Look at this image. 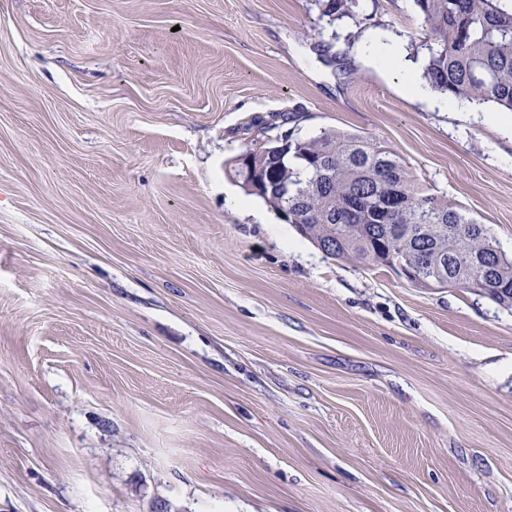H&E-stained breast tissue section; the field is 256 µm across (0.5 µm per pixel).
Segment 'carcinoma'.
Here are the masks:
<instances>
[{
  "instance_id": "carcinoma-1",
  "label": "carcinoma",
  "mask_w": 512,
  "mask_h": 512,
  "mask_svg": "<svg viewBox=\"0 0 512 512\" xmlns=\"http://www.w3.org/2000/svg\"><path fill=\"white\" fill-rule=\"evenodd\" d=\"M332 21L349 17L356 0H317ZM426 36L424 78L450 99L492 103L512 112V6L506 0H413ZM277 182L255 193L328 255L366 267L399 258L429 276L439 260L448 284L482 290L512 308V259L488 229L459 207L415 186L404 163L380 143L328 130L301 139L288 135ZM402 189L398 208L391 190Z\"/></svg>"
}]
</instances>
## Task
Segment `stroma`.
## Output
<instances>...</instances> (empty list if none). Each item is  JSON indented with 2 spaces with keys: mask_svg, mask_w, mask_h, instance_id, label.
<instances>
[{
  "mask_svg": "<svg viewBox=\"0 0 512 512\" xmlns=\"http://www.w3.org/2000/svg\"><path fill=\"white\" fill-rule=\"evenodd\" d=\"M426 55L412 0H0V512H512V309L232 171L357 134L512 257V112ZM323 16L331 21L352 16L356 7V0H317ZM273 146H275V144L267 148L261 146L257 149H253V154H251L250 151L243 152L240 155H238L234 161L233 166L236 168V170H241V172L244 173L245 175H250L253 179V182L256 183L258 191L267 189L269 184V181L267 179L268 172L265 174H260L259 177L254 176L252 166V155L256 167L265 168L268 165V162L266 161L268 157V151Z\"/></svg>",
  "mask_w": 512,
  "mask_h": 512,
  "instance_id": "stroma-1",
  "label": "stroma"
}]
</instances>
